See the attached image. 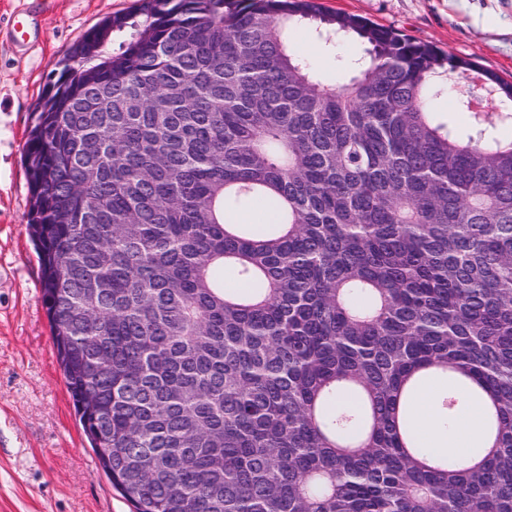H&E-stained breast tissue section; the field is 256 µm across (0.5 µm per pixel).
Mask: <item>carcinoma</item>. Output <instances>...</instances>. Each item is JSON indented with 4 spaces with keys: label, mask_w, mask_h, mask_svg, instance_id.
Here are the masks:
<instances>
[{
    "label": "carcinoma",
    "mask_w": 512,
    "mask_h": 512,
    "mask_svg": "<svg viewBox=\"0 0 512 512\" xmlns=\"http://www.w3.org/2000/svg\"><path fill=\"white\" fill-rule=\"evenodd\" d=\"M317 19L367 55L338 88ZM471 60L313 0H141L53 69L29 236L83 433L134 512H512L511 112L427 98ZM512 103V84L483 70ZM267 206L276 222L237 221ZM490 400L473 465L402 415ZM317 24L307 21L304 26L292 29L289 40L292 47L311 63L315 72L337 88L350 76L342 67L343 61L363 56L366 47L357 37H351L335 49L329 48L317 37ZM470 73L472 72L461 69L448 71V74L441 82V92L430 100L431 110L438 112L439 114L437 115L440 119L447 120L449 115L451 120L460 129H466L470 124L469 112L459 107V100L462 97L461 91L469 92L472 86L469 85L468 79L473 82V77L476 76V74H472L469 77Z\"/></svg>",
    "instance_id": "cac0c4a2"
}]
</instances>
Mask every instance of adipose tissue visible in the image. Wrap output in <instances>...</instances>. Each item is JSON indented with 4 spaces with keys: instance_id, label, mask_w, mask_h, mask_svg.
Returning a JSON list of instances; mask_svg holds the SVG:
<instances>
[{
    "instance_id": "adipose-tissue-1",
    "label": "adipose tissue",
    "mask_w": 512,
    "mask_h": 512,
    "mask_svg": "<svg viewBox=\"0 0 512 512\" xmlns=\"http://www.w3.org/2000/svg\"><path fill=\"white\" fill-rule=\"evenodd\" d=\"M440 393V381H429L409 405L421 447L432 454H447L462 460L481 459L489 447L481 405L469 403L452 421L445 423L436 410Z\"/></svg>"
}]
</instances>
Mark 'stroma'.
<instances>
[{
    "label": "stroma",
    "instance_id": "obj_1",
    "mask_svg": "<svg viewBox=\"0 0 512 512\" xmlns=\"http://www.w3.org/2000/svg\"><path fill=\"white\" fill-rule=\"evenodd\" d=\"M0 0V512H131L113 488L75 416L56 358L41 273L27 231L31 193L24 151L32 114L54 64L91 27L138 0ZM324 11L366 17L472 60L512 81V0H319ZM27 10L25 42L10 29ZM315 22L289 40L329 84L346 82L343 61L363 56L352 37L328 47ZM469 74L445 76L432 111L467 128L459 100Z\"/></svg>",
    "mask_w": 512,
    "mask_h": 512
}]
</instances>
